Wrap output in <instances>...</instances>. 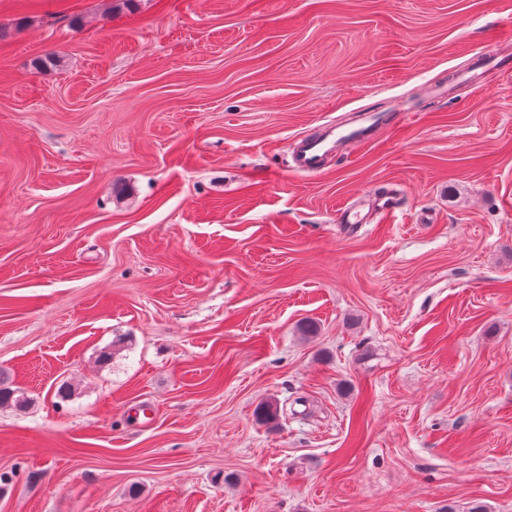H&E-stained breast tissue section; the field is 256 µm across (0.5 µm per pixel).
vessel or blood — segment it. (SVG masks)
I'll list each match as a JSON object with an SVG mask.
<instances>
[{
    "instance_id": "vessel-or-blood-1",
    "label": "vessel or blood",
    "mask_w": 512,
    "mask_h": 512,
    "mask_svg": "<svg viewBox=\"0 0 512 512\" xmlns=\"http://www.w3.org/2000/svg\"><path fill=\"white\" fill-rule=\"evenodd\" d=\"M511 44L512 33L509 32L476 54L477 71L467 75V82L482 87L500 72L512 69V57L506 52L508 45ZM410 116L411 111L407 108H398L386 114L367 112L355 127L342 134L338 133L336 125H327L321 132L307 135L296 142L292 154V167L295 172L306 175L321 173L328 158L336 156L342 147L359 148L371 141L381 127L405 125ZM398 207V194L383 189L369 197L357 198L341 208L336 215V221L351 227L367 223L369 212L392 215Z\"/></svg>"
}]
</instances>
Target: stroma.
Listing matches in <instances>:
<instances>
[{
	"instance_id": "stroma-1",
	"label": "stroma",
	"mask_w": 512,
	"mask_h": 512,
	"mask_svg": "<svg viewBox=\"0 0 512 512\" xmlns=\"http://www.w3.org/2000/svg\"><path fill=\"white\" fill-rule=\"evenodd\" d=\"M511 25L0 0V380L30 399L0 407V512H512V71L456 79ZM401 99L410 127L291 170ZM381 188L399 213L341 229ZM410 108H397L381 115L380 112H365L361 121L345 133L336 137L339 128L326 125L321 132L299 139L292 154L291 168L297 173L315 175L321 173L328 158L336 156L344 146L357 149L372 140L383 126H403L412 115Z\"/></svg>"
}]
</instances>
